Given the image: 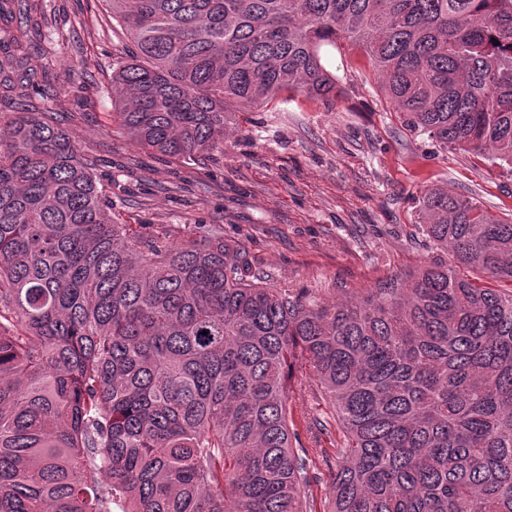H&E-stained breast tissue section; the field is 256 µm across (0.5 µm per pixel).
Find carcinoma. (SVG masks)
<instances>
[{
    "instance_id": "cac0c4a2",
    "label": "carcinoma",
    "mask_w": 512,
    "mask_h": 512,
    "mask_svg": "<svg viewBox=\"0 0 512 512\" xmlns=\"http://www.w3.org/2000/svg\"><path fill=\"white\" fill-rule=\"evenodd\" d=\"M134 45L112 75L131 141L181 163L224 145L228 107L333 103L327 49L360 47L407 125L512 173V0H106ZM0 27V93L35 81ZM434 261L352 305L247 274L221 234L115 224L67 133L0 126V512H512V217L432 189ZM307 366L346 446H296ZM106 473L101 483L97 474Z\"/></svg>"
}]
</instances>
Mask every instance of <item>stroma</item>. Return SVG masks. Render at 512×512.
Returning a JSON list of instances; mask_svg holds the SVG:
<instances>
[{
    "mask_svg": "<svg viewBox=\"0 0 512 512\" xmlns=\"http://www.w3.org/2000/svg\"><path fill=\"white\" fill-rule=\"evenodd\" d=\"M28 6L42 26L24 35L26 64L48 76L52 95L30 84L1 96L0 123L23 105L51 110L97 173L115 223L171 242L219 232L249 255L253 271L269 274L271 287L357 302L380 280L452 262L418 226L428 190L512 213V175L409 127L361 50L326 53L344 88L335 105L299 95L232 107L223 150L186 165L133 144L121 128L112 72L132 44L103 0ZM292 419L301 442L317 419L328 428L321 447L343 440L317 388L294 392Z\"/></svg>",
    "mask_w": 512,
    "mask_h": 512,
    "instance_id": "stroma-1",
    "label": "stroma"
}]
</instances>
